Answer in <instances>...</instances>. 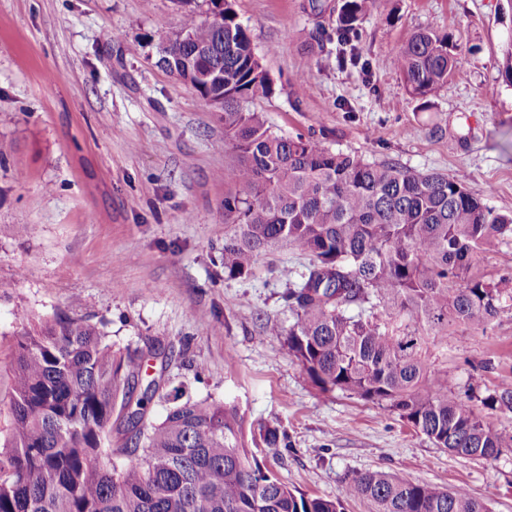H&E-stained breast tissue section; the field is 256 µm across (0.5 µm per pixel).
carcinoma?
<instances>
[{"instance_id":"carcinoma-1","label":"carcinoma","mask_w":512,"mask_h":512,"mask_svg":"<svg viewBox=\"0 0 512 512\" xmlns=\"http://www.w3.org/2000/svg\"><path fill=\"white\" fill-rule=\"evenodd\" d=\"M372 0H344L336 39L345 44ZM157 64L212 102L238 164L224 171V273L248 275L274 245L308 256L284 300L293 321L272 323L288 355L322 394L336 391L398 414L437 447L496 459L512 435L478 411L512 412V387L461 393L435 354L448 329L486 325L512 302V275L487 282L473 258L512 235V215L475 198L460 176L369 162L311 137L279 136L247 104L272 92L248 27L224 0V27L183 16ZM198 50L214 77L187 73ZM411 94L448 80L456 58L448 35L416 33L390 56ZM142 353L112 348L103 323L58 316L22 326L10 366L5 434L0 436V512H345L365 498L374 512H489L462 487L415 483L382 471L348 479L337 498L292 490L251 447L277 448L285 432L265 424L246 441L229 402L183 399L174 386L165 418L145 425L159 391L139 397ZM131 448L112 447V433ZM115 456L128 462L117 467Z\"/></svg>"}]
</instances>
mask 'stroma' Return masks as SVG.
<instances>
[{"instance_id": "stroma-1", "label": "stroma", "mask_w": 512, "mask_h": 512, "mask_svg": "<svg viewBox=\"0 0 512 512\" xmlns=\"http://www.w3.org/2000/svg\"><path fill=\"white\" fill-rule=\"evenodd\" d=\"M343 0H232L274 86L254 100L280 136L464 177L512 214V46L507 0H374L340 66ZM206 0H0V430L20 319L103 322L114 348L143 352V378L165 371L194 400L238 405L249 427L279 424L286 448L258 456L292 489L340 496L357 473L384 471L465 487L512 512V452L477 460L436 447L397 414L319 394L270 323L289 324L278 270L307 256L263 251L244 278L224 273V172L238 163L224 123L193 88L156 66L160 41ZM425 27L458 59L433 95H411L388 64ZM512 271V237L473 266ZM460 388L512 386V305L448 340Z\"/></svg>"}]
</instances>
